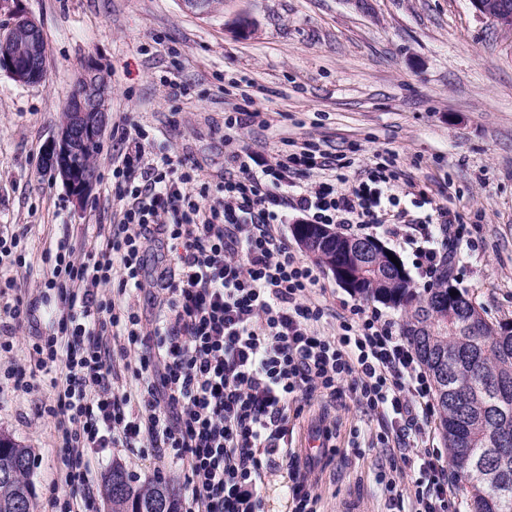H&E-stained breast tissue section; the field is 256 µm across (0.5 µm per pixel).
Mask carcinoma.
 <instances>
[{
  "instance_id": "cac0c4a2",
  "label": "carcinoma",
  "mask_w": 512,
  "mask_h": 512,
  "mask_svg": "<svg viewBox=\"0 0 512 512\" xmlns=\"http://www.w3.org/2000/svg\"><path fill=\"white\" fill-rule=\"evenodd\" d=\"M351 235L336 233V240L311 248L310 254L326 266L347 267L343 244ZM356 274L354 293L378 300L392 297L404 311V332L433 382L440 412L439 426L448 457L464 476L471 512H512V324L488 323L461 290L448 288V265L438 282L417 290L405 281L395 288L396 265L388 254L375 251ZM456 295H450V292ZM31 450L7 440L0 445V512H16L15 502L29 488ZM112 512L167 500L169 512H180L174 486L152 480L134 486L123 483L116 491L104 484Z\"/></svg>"
}]
</instances>
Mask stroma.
I'll return each instance as SVG.
<instances>
[{
  "label": "stroma",
  "instance_id": "stroma-1",
  "mask_svg": "<svg viewBox=\"0 0 512 512\" xmlns=\"http://www.w3.org/2000/svg\"><path fill=\"white\" fill-rule=\"evenodd\" d=\"M18 11L41 24L49 67L38 86L0 73V225L27 228L31 262L61 236L79 245L97 225L117 221L116 139L103 140L98 181L83 207L43 160L63 100L92 59L111 82L110 126L137 125L146 158L166 145L213 185L232 151L248 147L269 161L287 138L321 139L329 152L363 164L395 156L406 191L427 198L426 212L459 214L471 225L474 246L460 252L457 287L487 322L512 321V35L469 0H223L204 16L184 12L179 0H12L0 28ZM174 79L182 94H173ZM245 79L269 123L228 143L224 115L241 98L227 88ZM321 283L337 315L360 302L402 329V311L361 302L329 269ZM45 311L38 305L17 332L0 320V337L14 340L0 360L33 371L30 345L45 331ZM53 399L43 377L24 395L0 384V435L32 451L35 512H55L62 492L55 421L42 414ZM325 413L336 425L333 451L315 470L320 512H388L373 480L390 460L376 445L379 423L346 393ZM116 463L136 484L161 475L180 500L191 496L184 464L152 448L100 454L94 488Z\"/></svg>",
  "mask_w": 512,
  "mask_h": 512
}]
</instances>
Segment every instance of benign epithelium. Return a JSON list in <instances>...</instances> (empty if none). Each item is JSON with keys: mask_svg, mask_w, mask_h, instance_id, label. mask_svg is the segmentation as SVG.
<instances>
[{"mask_svg": "<svg viewBox=\"0 0 512 512\" xmlns=\"http://www.w3.org/2000/svg\"><path fill=\"white\" fill-rule=\"evenodd\" d=\"M476 13L492 20L500 29L512 32V3L509 0H470ZM12 33L3 36L8 48L0 52V71L24 85H39L47 75V50L40 39L41 25L33 18L15 14ZM111 87L107 76L93 66L81 73L75 91L64 100L65 117L47 143L44 159L48 167L70 189L81 204L97 183L90 172H78L72 159L93 143L103 140L110 116L107 101Z\"/></svg>", "mask_w": 512, "mask_h": 512, "instance_id": "1", "label": "benign epithelium"}]
</instances>
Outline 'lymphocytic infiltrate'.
<instances>
[{
    "label": "lymphocytic infiltrate",
    "mask_w": 512,
    "mask_h": 512,
    "mask_svg": "<svg viewBox=\"0 0 512 512\" xmlns=\"http://www.w3.org/2000/svg\"><path fill=\"white\" fill-rule=\"evenodd\" d=\"M113 136L122 146L112 169L121 217L99 225L88 246L62 238L36 269L26 264V230L0 225V296L18 286L14 266L56 294L32 351L55 392L47 414L57 420L66 489L58 512H88L93 459L119 447L174 449L191 486L185 512H265L266 478L283 462L288 512H317L311 466L286 437L288 412L314 399L334 403L346 389L380 421L377 444L393 450L374 475L390 512H458L434 446L431 380L415 350L382 312L360 307L325 333L320 272L290 249L281 226L295 209L311 224L382 232L431 282L468 242V222L428 214L391 223V214H407L402 170L384 157L349 176L353 159L315 139L288 141L271 164L233 152L234 173L213 187L169 151L145 161L142 132L121 127ZM317 171L323 180L306 184ZM159 238L176 261L156 278L159 310L147 327L128 299L142 289ZM122 369L134 384H120Z\"/></svg>",
    "instance_id": "1"
}]
</instances>
